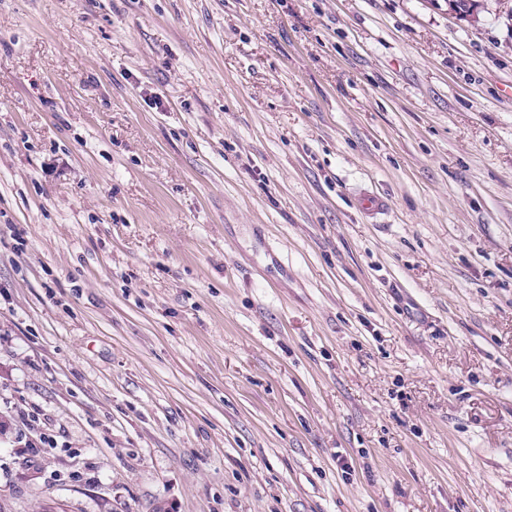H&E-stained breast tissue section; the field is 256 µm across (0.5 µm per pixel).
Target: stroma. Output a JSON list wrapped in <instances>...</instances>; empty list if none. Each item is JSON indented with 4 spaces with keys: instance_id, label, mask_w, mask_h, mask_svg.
Listing matches in <instances>:
<instances>
[{
    "instance_id": "obj_1",
    "label": "stroma",
    "mask_w": 512,
    "mask_h": 512,
    "mask_svg": "<svg viewBox=\"0 0 512 512\" xmlns=\"http://www.w3.org/2000/svg\"><path fill=\"white\" fill-rule=\"evenodd\" d=\"M0 421V512H512L502 0H0Z\"/></svg>"
}]
</instances>
